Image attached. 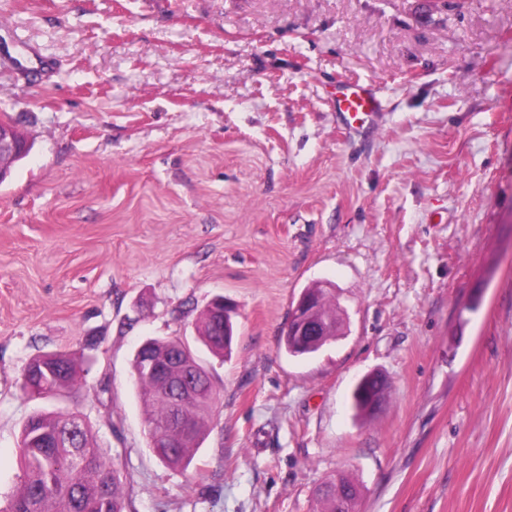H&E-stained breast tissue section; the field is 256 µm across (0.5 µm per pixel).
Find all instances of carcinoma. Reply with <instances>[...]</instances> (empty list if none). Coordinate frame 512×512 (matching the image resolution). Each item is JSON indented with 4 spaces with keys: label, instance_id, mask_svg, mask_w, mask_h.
<instances>
[{
    "label": "carcinoma",
    "instance_id": "carcinoma-1",
    "mask_svg": "<svg viewBox=\"0 0 512 512\" xmlns=\"http://www.w3.org/2000/svg\"><path fill=\"white\" fill-rule=\"evenodd\" d=\"M317 316L328 326V335L315 339L318 347L336 339L339 321L336 305L323 288ZM223 317L206 308L197 324V341L210 353L224 356L234 338L233 325H224ZM188 357L204 377L193 381L191 395L179 402L172 400L165 384L149 373L154 365L179 373L178 364ZM27 382L22 390L37 386L41 398L60 399L78 384L75 359L68 352H53L29 359L25 367ZM133 378L146 407L145 431L153 442L156 457L166 466L185 472L210 430L216 392L208 370L190 345L178 336L147 338L133 359ZM388 391L379 376L369 379L362 410L371 400L385 403ZM22 477L3 512H126L121 472L112 464L98 443L86 416L76 411L38 412L22 426L19 443ZM360 496L358 485L347 476L333 477L316 491V512H352Z\"/></svg>",
    "mask_w": 512,
    "mask_h": 512
}]
</instances>
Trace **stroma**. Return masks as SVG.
Here are the masks:
<instances>
[{
    "mask_svg": "<svg viewBox=\"0 0 512 512\" xmlns=\"http://www.w3.org/2000/svg\"><path fill=\"white\" fill-rule=\"evenodd\" d=\"M1 120L32 145L0 183L1 504L23 420L76 408L131 512H313L339 474L359 512H512V0H0ZM316 285L344 335L288 356ZM217 296L237 335L200 353L220 404L183 474L133 357ZM51 351L82 383L28 399ZM336 108L348 124L369 123L378 112L379 103L368 86L346 84L336 98ZM369 378H370V375L363 377L357 384L359 385L363 381H365L366 379H369ZM381 379L382 378L377 375L369 379V382L366 385L364 393H363L362 402L357 404L356 408L363 410L366 407L367 403L370 400H374V399L380 401V408L382 407V405L387 400L388 388H387V384H386L385 380L384 379L381 380Z\"/></svg>",
    "mask_w": 512,
    "mask_h": 512,
    "instance_id": "35a3bbf8",
    "label": "stroma"
}]
</instances>
